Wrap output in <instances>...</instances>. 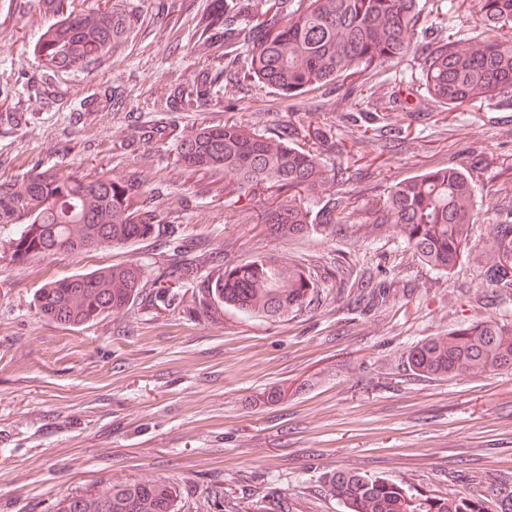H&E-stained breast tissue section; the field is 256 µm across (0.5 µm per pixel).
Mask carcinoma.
I'll use <instances>...</instances> for the list:
<instances>
[{
	"instance_id": "carcinoma-1",
	"label": "carcinoma",
	"mask_w": 512,
	"mask_h": 512,
	"mask_svg": "<svg viewBox=\"0 0 512 512\" xmlns=\"http://www.w3.org/2000/svg\"><path fill=\"white\" fill-rule=\"evenodd\" d=\"M212 0L192 19L193 29L223 62L174 89L180 109L212 99L220 79L242 90L267 87L282 99L328 83L347 87L351 108L368 113L360 142L382 155L401 130L391 127L394 103L428 96L437 112H472L485 105L512 109V38L470 37L458 26L473 18L486 32L512 25V0ZM58 20L44 29L34 50L54 68H81L96 61L124 36L128 18L113 5L92 15L73 13L70 0H50ZM448 16V28L419 45L415 34L427 16ZM245 58H240V55ZM401 66L388 86L370 72ZM331 130L290 125L265 134L230 114L222 125H200L181 136L178 160L187 170L224 173V193L250 201L267 197L259 223L287 240L323 233L309 199L328 182L344 185L347 148L326 168L321 154ZM293 139L303 146L290 144ZM478 185L452 165L392 183L382 196L363 201L348 190L330 200V220L364 216L359 228L389 224L426 268L449 273L479 222ZM486 280L512 288V211L502 220ZM0 224L19 225L12 255L83 253L121 247L160 230L157 211L139 186L105 175H61L46 168L21 182L0 186ZM143 274L119 263L45 282L34 293L40 314L57 324L80 327L105 319L142 295ZM317 294L310 267L277 254H262L214 275L197 295L201 314L232 308L246 316L281 318L307 308ZM408 365L419 376L454 379L512 369V323L474 321L415 345ZM323 491L343 512H489L469 493L415 497L402 483L355 470L325 477ZM177 488L163 480L108 482L68 496L56 512H180Z\"/></svg>"
}]
</instances>
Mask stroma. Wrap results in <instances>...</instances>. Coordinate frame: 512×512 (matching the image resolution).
<instances>
[{
	"label": "stroma",
	"mask_w": 512,
	"mask_h": 512,
	"mask_svg": "<svg viewBox=\"0 0 512 512\" xmlns=\"http://www.w3.org/2000/svg\"><path fill=\"white\" fill-rule=\"evenodd\" d=\"M211 0H125L131 25L117 47L78 69L48 70L33 45L54 20L46 0H0V184L32 168L132 181L163 225L132 245L73 255L12 257L0 229V512H55L64 497L104 482L164 480L181 512H239L267 492L291 512H340L321 493L327 473L357 470L411 492H465L496 512L512 494V370L452 380L413 374L409 350L477 320L512 323V296L483 271L499 211L512 200V111L465 112L450 126L407 127L396 150L361 148L350 186L371 200L385 185L455 163L482 189L480 222L455 270L412 261L390 226L354 232L352 215L323 234L282 240L235 196L219 172L189 173L181 136L220 125L226 112L270 133L325 124L352 144L359 124L335 85L286 104L268 88H219L192 111L170 94L218 62L187 20ZM113 99H105V90ZM275 253L320 274L311 308L278 320L234 310L207 317L198 288L224 266ZM133 262L146 285L132 306L72 328L44 318L33 294L45 282ZM389 297L359 312L349 285L364 272ZM174 279L159 291L157 278Z\"/></svg>",
	"instance_id": "1"
}]
</instances>
